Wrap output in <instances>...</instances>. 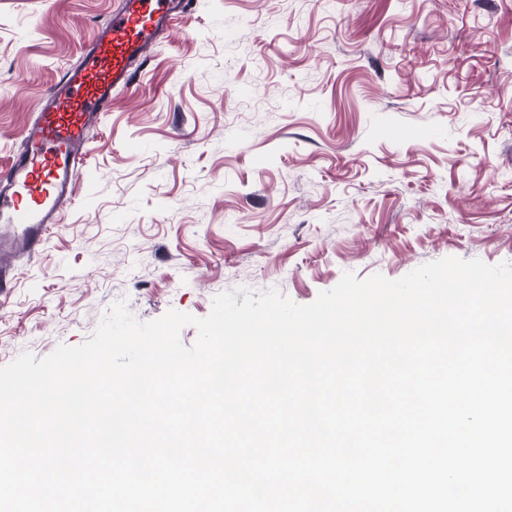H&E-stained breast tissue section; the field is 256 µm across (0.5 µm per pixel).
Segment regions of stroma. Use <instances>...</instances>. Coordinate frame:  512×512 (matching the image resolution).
<instances>
[{
  "instance_id": "obj_1",
  "label": "stroma",
  "mask_w": 512,
  "mask_h": 512,
  "mask_svg": "<svg viewBox=\"0 0 512 512\" xmlns=\"http://www.w3.org/2000/svg\"><path fill=\"white\" fill-rule=\"evenodd\" d=\"M119 0H0V167ZM512 262V0H190L0 293V366L125 303L206 317L343 273Z\"/></svg>"
}]
</instances>
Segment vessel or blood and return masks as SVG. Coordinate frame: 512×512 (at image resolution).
Listing matches in <instances>:
<instances>
[{
	"label": "vessel or blood",
	"instance_id": "obj_1",
	"mask_svg": "<svg viewBox=\"0 0 512 512\" xmlns=\"http://www.w3.org/2000/svg\"><path fill=\"white\" fill-rule=\"evenodd\" d=\"M176 8L175 0H121L79 63L45 91L23 132V150L0 169L5 261L19 253L36 256L74 204L90 130L113 93L130 87L135 68L170 30ZM5 261L0 264L2 289L11 281Z\"/></svg>",
	"mask_w": 512,
	"mask_h": 512
}]
</instances>
